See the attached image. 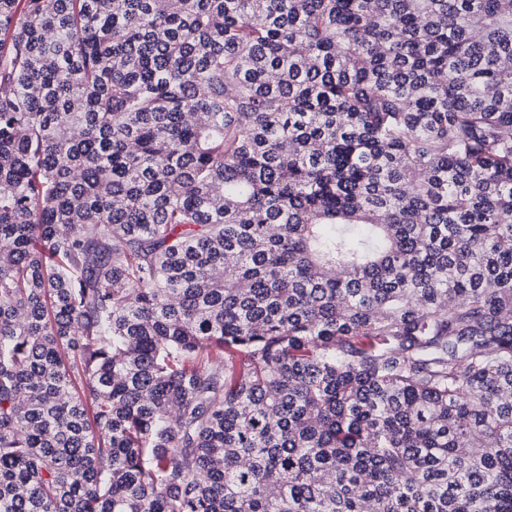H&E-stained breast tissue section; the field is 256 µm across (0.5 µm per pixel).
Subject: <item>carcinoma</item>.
I'll return each mask as SVG.
<instances>
[{
    "mask_svg": "<svg viewBox=\"0 0 512 512\" xmlns=\"http://www.w3.org/2000/svg\"><path fill=\"white\" fill-rule=\"evenodd\" d=\"M0 512H512V0H0Z\"/></svg>",
    "mask_w": 512,
    "mask_h": 512,
    "instance_id": "cac0c4a2",
    "label": "carcinoma"
}]
</instances>
